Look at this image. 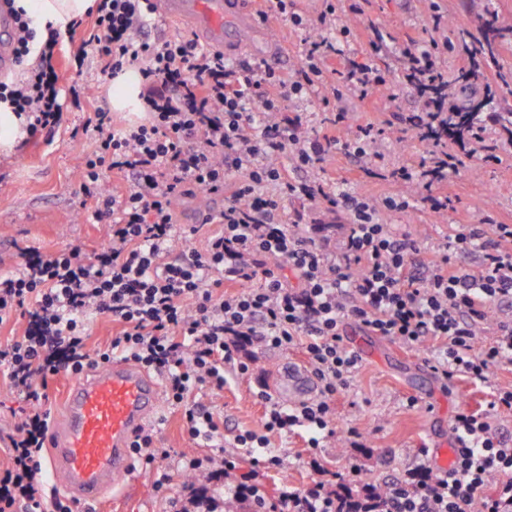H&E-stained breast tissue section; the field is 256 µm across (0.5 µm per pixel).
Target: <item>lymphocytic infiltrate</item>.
I'll return each instance as SVG.
<instances>
[{
    "label": "lymphocytic infiltrate",
    "instance_id": "obj_1",
    "mask_svg": "<svg viewBox=\"0 0 512 512\" xmlns=\"http://www.w3.org/2000/svg\"><path fill=\"white\" fill-rule=\"evenodd\" d=\"M145 2L97 0L94 25L72 57L79 68L96 61L114 79L137 68L143 85L146 122L120 124L104 110L87 122L96 146L80 161V189L95 201L93 218L109 226L107 244L92 252L72 245L53 254L25 248L18 271L0 275V323L16 312L26 320L21 335L0 340V372L29 403L9 438L10 463L0 468V512H75L72 501L48 486L42 469L51 418L46 389L54 376L78 375L118 356L164 378L190 439L220 442L221 422L189 403V393L203 384L223 390L228 366L247 374L253 342L302 347L318 398L295 406L271 403L263 433L234 437L236 447L259 449L257 461L267 468L280 464L267 452L270 435L302 429L312 449L332 435L333 399L359 362L343 342L345 320L409 348L428 346L434 372L449 381L462 376L485 384L494 366L512 364V320L498 323L492 345H478L491 309L512 300L511 224L497 225L491 239L474 230L455 237L457 251L481 249L478 273L461 272L445 255L416 265L414 242L381 219L382 211L408 208L407 198L336 195L321 183L288 180L277 164L286 154L314 168L342 149L359 160L365 177L419 186L429 211L447 214L440 187L461 159L433 135L434 124L471 110L465 145L474 155L486 151L483 132L500 120L486 101L466 108L449 92L448 23L441 14L432 16V37L408 41L401 51L398 76L353 60L336 71L327 67L342 52L331 37L336 5L329 0L319 35L304 40L298 67L286 74L267 64L231 63L189 37L144 41L150 24ZM11 15L15 60L29 67L23 80L0 81V102L25 119L30 135L49 134L64 105L81 106L91 88H61L54 66L57 31L32 49L26 12L15 8ZM397 82L420 100L417 116L406 120L427 148L414 169L388 168L375 148L380 132L373 126L341 142L335 132L348 123L347 112L332 110L333 132L322 136L287 114L289 105L314 94L330 107L342 91L363 101ZM108 171L133 175L134 182L122 193L109 191L103 181ZM230 182L235 189L228 195ZM198 192L225 197L214 218L221 229L201 251L179 244L174 211L176 200ZM291 199L344 212L338 243H317L302 216L284 224ZM287 269L297 274L298 286L286 283ZM228 281L238 290L224 291ZM97 316L112 318L120 329L92 352L88 321ZM451 429L449 469L420 462L369 495L366 512H512V446L497 436L487 415L467 408L456 412ZM248 491L255 512H349L352 506L322 480L282 490L273 504L257 486Z\"/></svg>",
    "mask_w": 512,
    "mask_h": 512
}]
</instances>
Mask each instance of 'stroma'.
<instances>
[{
	"label": "stroma",
	"instance_id": "obj_1",
	"mask_svg": "<svg viewBox=\"0 0 512 512\" xmlns=\"http://www.w3.org/2000/svg\"><path fill=\"white\" fill-rule=\"evenodd\" d=\"M437 4L440 13L453 24L448 32L449 79H456L465 64L463 44L492 42L494 68L503 79L492 88L491 108L512 112V0H437ZM363 9L360 22L351 25L349 35L341 40L344 55L330 59L329 68L343 69L349 58L378 67H395V49L408 40L426 38L432 25L425 0H365ZM94 21V16H85L82 28L63 35L55 54L60 85L78 82L93 88L82 109H65L52 138H20L11 150L0 149V273L19 266V250L23 247L53 253L67 245L80 244L94 250L108 240L107 224L96 223L92 217L94 200L80 190V158L94 148L84 123L90 113L101 109L112 110L114 120L120 123L143 120L144 114L113 111L112 80L96 66L79 72L71 64L72 49ZM263 25L281 50L272 57L264 42H257L253 61L291 72L299 62L306 31L285 25L272 13ZM375 31L388 44V52H371L368 41ZM394 92L396 98L392 101L376 97L363 103L346 94L338 98L337 109L350 114L348 125L339 130L338 136L345 142L355 137L358 126L373 125L385 131L379 149L390 164H416L425 157L426 149L419 146L415 135H404L393 116L411 115L417 111L418 101L409 89L398 86ZM487 141L498 147L495 159H466L464 167L449 178L448 217L444 220L425 209L418 194L407 192L404 186L364 177L357 161L346 151L331 153L316 168L297 167L286 156L280 157L278 164L289 179L322 182L338 192H356L377 199L407 195L409 207L385 212L384 222L397 232L408 234L422 252H441L452 245L458 233L477 229L489 238L495 225L512 224V145L501 142L494 128L488 130ZM223 206V197L204 193L178 202V229L190 232L191 246L202 248L206 236L217 230L213 224L198 226L199 214L204 208L218 211ZM343 340L357 352L361 363L333 400L335 434L318 451L322 468L330 474L345 475L355 467L361 482L388 485L421 462L422 451L433 454L438 445L452 443L451 418L460 404L486 412L493 387H512L510 364L498 366L490 384L476 385L460 378L450 385L430 369L426 348L398 345L371 335L351 321L345 326ZM251 354L247 376L229 370L224 374L223 390L203 385L192 393L193 400L223 415V448L194 444L184 432L180 407L162 402L154 421L155 445L168 450V459L158 462L153 471L137 469L135 486L122 489L115 503L96 508L95 512H170L172 500H183L191 494L186 478L177 473L181 453L191 450L203 457L217 456L222 450L237 453L238 476L258 485L271 502L277 501L283 487L304 489L316 481V473L307 464L305 433L271 436L270 448L281 459L280 466L272 469L253 465L246 449L235 448L233 438L237 433L262 429L265 403L260 390H267L273 399H282L289 367L302 371L307 368V359L299 348L278 351L255 345ZM352 427L360 430V439L349 438L347 431ZM160 470L173 475L164 499L157 498L152 488Z\"/></svg>",
	"mask_w": 512,
	"mask_h": 512
}]
</instances>
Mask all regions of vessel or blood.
I'll return each mask as SVG.
<instances>
[{"label":"vessel or blood","instance_id":"b4317fda","mask_svg":"<svg viewBox=\"0 0 512 512\" xmlns=\"http://www.w3.org/2000/svg\"><path fill=\"white\" fill-rule=\"evenodd\" d=\"M158 20L186 22L206 47L251 54L261 28L243 0H148ZM12 21L0 12V69L12 63ZM157 379L137 364L116 361L70 383L54 422L43 466L78 502L103 503L122 483H135L130 443L160 406Z\"/></svg>","mask_w":512,"mask_h":512}]
</instances>
